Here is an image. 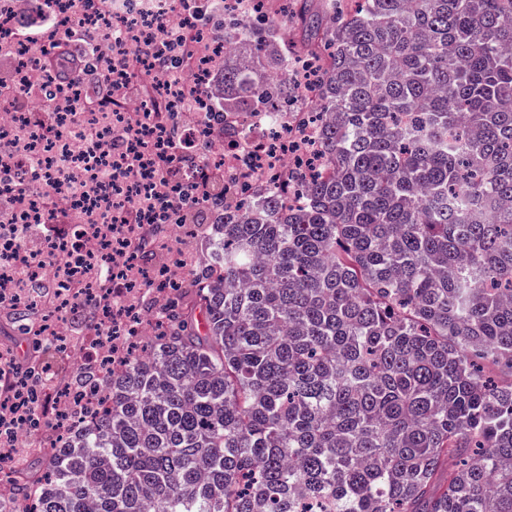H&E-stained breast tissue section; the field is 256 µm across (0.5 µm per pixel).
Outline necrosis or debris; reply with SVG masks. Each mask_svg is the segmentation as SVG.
Listing matches in <instances>:
<instances>
[{
    "instance_id": "1",
    "label": "necrosis or debris",
    "mask_w": 512,
    "mask_h": 512,
    "mask_svg": "<svg viewBox=\"0 0 512 512\" xmlns=\"http://www.w3.org/2000/svg\"><path fill=\"white\" fill-rule=\"evenodd\" d=\"M195 0H57L37 11L30 0H0V64L10 77L1 95H19L17 110L0 114V306L28 303L52 337L76 327L59 317L84 303L100 310L99 332L88 339L86 365L99 376L120 371L138 310L155 273L138 256L156 246L162 275L177 281L196 266L190 242L196 229L170 224L158 201L181 208L192 195L197 168L218 167L232 195L251 184L281 181L315 142L314 129L285 112L256 114L243 136L210 127L206 113L221 97L224 39L194 22ZM37 32V43L22 33ZM98 36L88 59L112 71V107L85 88L59 85L52 66L31 62L35 44L57 43L81 32ZM53 135H46L44 120ZM171 157L169 170L156 162ZM50 188L69 215L64 235L43 220L39 188ZM14 357L0 350V460L13 461L40 419L5 420Z\"/></svg>"
}]
</instances>
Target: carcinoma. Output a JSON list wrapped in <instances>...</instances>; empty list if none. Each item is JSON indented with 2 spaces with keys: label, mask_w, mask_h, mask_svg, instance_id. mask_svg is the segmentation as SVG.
Instances as JSON below:
<instances>
[{
  "label": "carcinoma",
  "mask_w": 512,
  "mask_h": 512,
  "mask_svg": "<svg viewBox=\"0 0 512 512\" xmlns=\"http://www.w3.org/2000/svg\"><path fill=\"white\" fill-rule=\"evenodd\" d=\"M315 174L224 182L154 338L23 512H512V0H297ZM223 112H303L292 25L220 14ZM298 188L292 208L283 197Z\"/></svg>",
  "instance_id": "carcinoma-1"
}]
</instances>
